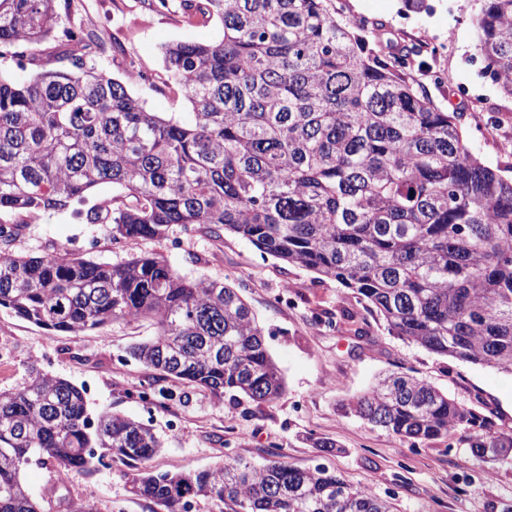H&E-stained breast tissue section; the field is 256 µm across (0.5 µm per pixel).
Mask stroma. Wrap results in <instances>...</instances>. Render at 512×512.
I'll return each instance as SVG.
<instances>
[{
    "mask_svg": "<svg viewBox=\"0 0 512 512\" xmlns=\"http://www.w3.org/2000/svg\"><path fill=\"white\" fill-rule=\"evenodd\" d=\"M340 20L381 22L383 44L420 48L411 73L434 103L460 115L463 136L485 163L512 168V96L504 95L475 63L473 15L480 0H332ZM58 24L43 45L45 53L62 50L70 29L81 27L104 44L119 41L122 53L106 52L99 64L124 79L128 61L153 73L154 89L132 86L146 109L189 118L183 95L165 84L162 46L174 41L210 43L222 35L217 21L187 19L180 0H168L159 12L147 0H58ZM448 82H434L437 73ZM22 252L39 255L55 248L97 262L116 264L132 255L162 254L172 269L190 280L226 279L249 304L264 331L267 349L280 367L285 392L274 402L233 403L175 380H156L153 371L129 354L132 345L155 334L146 319L116 320L78 336H48L29 322L0 311V390L22 386L31 368L70 380L86 390L91 416L119 413L147 425L162 446L151 465L155 471L195 472L241 458L255 465L284 459L299 468L322 464L353 485L391 498L395 512H512V460L485 467L458 439L412 445L387 431L343 416L342 400L365 392L384 373L410 372L459 402L489 416L496 428L512 434V375L452 357L390 335L381 318L356 310L351 291L336 282H314L308 271L261 255L249 241L224 233L212 239L174 229L163 240L112 243L102 225L80 224L56 215L31 225L18 242ZM287 292L281 307L273 296ZM355 309L339 329L325 320L342 308ZM155 393L158 407L144 412L134 393ZM340 445L324 454L310 436ZM129 468L111 460L93 474L29 465L23 472L31 494L40 501L93 499L98 512H153V505L130 492Z\"/></svg>",
    "mask_w": 512,
    "mask_h": 512,
    "instance_id": "stroma-1",
    "label": "stroma"
}]
</instances>
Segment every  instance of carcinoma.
Listing matches in <instances>:
<instances>
[{
  "label": "carcinoma",
  "instance_id": "obj_1",
  "mask_svg": "<svg viewBox=\"0 0 512 512\" xmlns=\"http://www.w3.org/2000/svg\"><path fill=\"white\" fill-rule=\"evenodd\" d=\"M55 2L0 0V48L39 61ZM182 2L222 26L212 43L164 49L188 123L130 93L134 62L124 81L91 62L105 51L91 32L68 41L57 67L0 72V310L52 335L148 319L156 334L130 355L158 379L272 402L281 372L223 280L186 279L157 253L114 265L15 250L29 225L63 213L110 225L114 242L224 231L350 290L394 336L512 374V178L411 80L405 60L418 50L368 47L330 0ZM472 24L483 73L512 96V0H482ZM101 184L112 197L92 195ZM342 412L414 444L457 434L483 463L512 458V435L408 373L380 376ZM160 447L138 421L91 418L84 388L34 369L0 391V512H43L21 478L31 460L90 474L107 457L129 464L130 492L161 512H192L201 498L239 512H393L322 464L156 472Z\"/></svg>",
  "mask_w": 512,
  "mask_h": 512
}]
</instances>
